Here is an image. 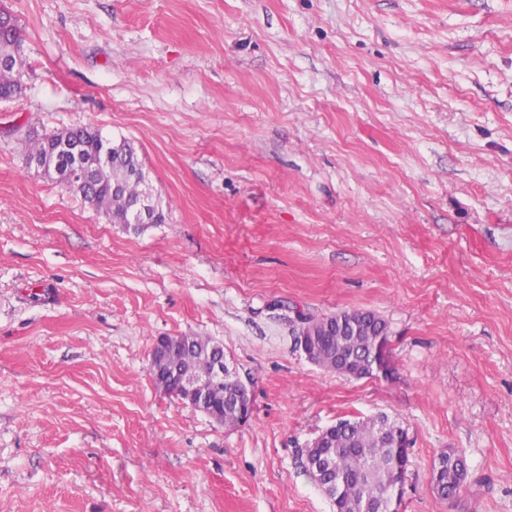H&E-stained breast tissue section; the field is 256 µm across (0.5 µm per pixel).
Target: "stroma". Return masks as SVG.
Returning a JSON list of instances; mask_svg holds the SVG:
<instances>
[{"instance_id": "stroma-1", "label": "stroma", "mask_w": 512, "mask_h": 512, "mask_svg": "<svg viewBox=\"0 0 512 512\" xmlns=\"http://www.w3.org/2000/svg\"><path fill=\"white\" fill-rule=\"evenodd\" d=\"M0 512H333L298 457L387 414L398 512H512V0H0ZM133 141L165 220L134 232L27 137ZM368 310L389 376L311 364L295 311ZM223 341L249 422L159 388V337ZM465 449L457 499L434 459ZM20 40L15 26L0 23V55L8 54L11 59L7 63H0V96L3 97H12L24 76V55L13 51L15 45H20ZM444 458L443 465L438 460ZM469 474V462L464 452L451 448L443 452L434 462L430 472V485L433 492L442 500L455 499Z\"/></svg>"}]
</instances>
